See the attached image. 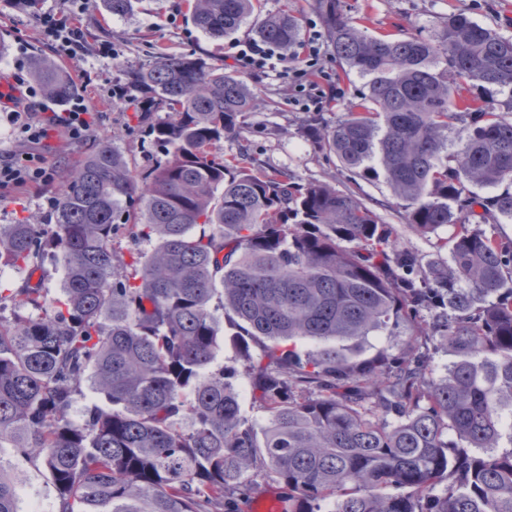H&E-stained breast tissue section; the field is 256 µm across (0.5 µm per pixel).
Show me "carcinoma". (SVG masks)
Here are the masks:
<instances>
[{"label": "carcinoma", "instance_id": "carcinoma-1", "mask_svg": "<svg viewBox=\"0 0 512 512\" xmlns=\"http://www.w3.org/2000/svg\"><path fill=\"white\" fill-rule=\"evenodd\" d=\"M30 19L42 0H8ZM331 55L363 88L333 125L308 139L353 178L383 180L421 235L444 225L448 258L427 262L353 191L339 192L259 163L224 160V136L257 105L224 66L160 53L128 73L142 120L166 159L136 168L101 142L67 167L41 224L0 225V263L48 272L41 284L0 288V448L40 461L57 512H242L241 490L268 481L288 512H512V118L478 89L512 90V38L463 14L430 39L374 36L317 0ZM124 17L136 0H100ZM212 37L250 23L290 48L299 22L263 0H192ZM46 97L81 93L49 57H31ZM125 229L135 243L117 254ZM217 305H212L213 300ZM230 341L267 414L240 415L224 369ZM407 327L437 339L436 374L413 342L364 349ZM264 355L252 358L253 347ZM89 381L104 403L70 418ZM447 483L441 495L433 489ZM0 512H20L0 467Z\"/></svg>", "mask_w": 512, "mask_h": 512}]
</instances>
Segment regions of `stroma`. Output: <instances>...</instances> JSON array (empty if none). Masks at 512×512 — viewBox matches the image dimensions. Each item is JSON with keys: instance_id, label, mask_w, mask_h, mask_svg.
I'll use <instances>...</instances> for the list:
<instances>
[{"instance_id": "1", "label": "stroma", "mask_w": 512, "mask_h": 512, "mask_svg": "<svg viewBox=\"0 0 512 512\" xmlns=\"http://www.w3.org/2000/svg\"><path fill=\"white\" fill-rule=\"evenodd\" d=\"M342 5L349 18L363 21L373 35L411 34L430 38L448 16L461 13L503 36L512 37V0H342ZM42 7L74 13V21L85 37L83 55L78 58L65 55L43 39L33 21L9 8L6 0H0V39L10 46L9 52L0 57V78L7 80L15 75L29 78L31 56L44 54L67 70L80 86L85 104L100 114L98 126L84 141L73 143L56 134L43 146L42 153L56 173L81 159L105 138L137 165L163 159L164 150L154 143L148 126L135 118L137 101L113 98V84L122 80L127 70L150 63L160 51L196 53L209 57L212 62L225 63L235 42L252 36L246 26L225 38L203 34L188 19L187 0H138L135 13L125 18L101 14L91 5L78 10L76 0H43ZM105 42L112 45V55L108 58L97 54L100 44ZM321 64L335 78L336 87L332 100L316 113L324 122L333 124L342 117L362 82L337 68L331 55H323ZM243 79L256 93L259 106L245 115L240 133L225 137L222 144L225 159L234 161L249 154L302 179L325 182L337 191H358L381 222L394 225L403 246L427 259L440 255L439 243L450 237L452 226L419 235L405 223L400 202L385 183L354 182L336 159L327 157L303 134L302 128L313 112L294 102L287 77L258 70L244 74ZM55 188V183L50 182L9 191L0 198V224L44 216L52 207ZM214 365L224 368L237 387L242 417L255 425H264L266 415L250 396L252 378L231 343L222 345ZM0 465L19 481L21 512H26L33 502L44 504L49 512H54L57 492L40 462L24 460L16 449L5 447L0 449Z\"/></svg>"}]
</instances>
